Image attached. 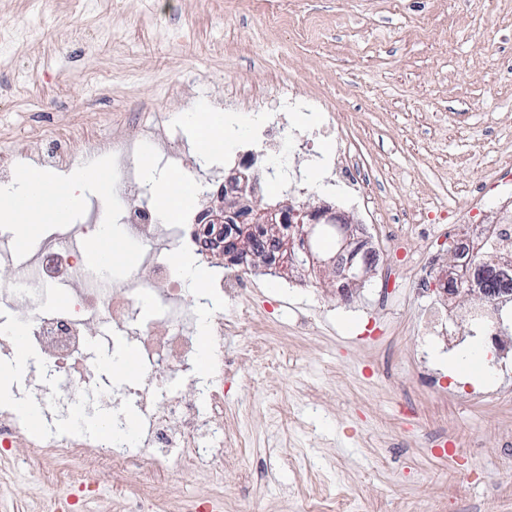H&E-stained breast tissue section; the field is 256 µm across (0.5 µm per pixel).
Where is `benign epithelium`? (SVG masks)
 <instances>
[{
	"instance_id": "7a95c632",
	"label": "benign epithelium",
	"mask_w": 512,
	"mask_h": 512,
	"mask_svg": "<svg viewBox=\"0 0 512 512\" xmlns=\"http://www.w3.org/2000/svg\"><path fill=\"white\" fill-rule=\"evenodd\" d=\"M255 175L236 172L224 180L217 193V203L204 212L199 223L207 225L208 240L221 247V253L248 256L253 262L284 266L294 260V248L307 258L313 254L308 246V233L316 224H342L344 220L330 208L295 205L288 202L275 207L258 209L251 205L247 195L254 193ZM230 224H257L260 235L238 234L228 230ZM296 224L302 228L301 239L286 238L276 225Z\"/></svg>"
}]
</instances>
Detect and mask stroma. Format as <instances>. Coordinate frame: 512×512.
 Returning <instances> with one entry per match:
<instances>
[{
  "label": "stroma",
  "instance_id": "stroma-1",
  "mask_svg": "<svg viewBox=\"0 0 512 512\" xmlns=\"http://www.w3.org/2000/svg\"><path fill=\"white\" fill-rule=\"evenodd\" d=\"M40 31L0 51V153L15 152V168L38 167L57 141L67 157L52 166L64 177L87 158H109L95 141L121 137L145 119L171 143L149 138L158 171L190 174L200 190L181 218L197 223L234 165L221 156L200 165L179 116L198 99L254 94L262 105L230 108L249 123L234 151L254 150L266 178L254 203L332 205L352 224H431L442 235L406 236L398 258L442 270L453 257L446 235L478 216L487 224L512 218L493 184L512 176V0H98L84 13L79 0H48L36 13L30 0H0V28ZM284 83L310 101L314 126L335 117L337 139L317 156L292 139L266 143L272 93ZM345 142L369 170L367 197L355 195L325 163ZM127 189L86 190L67 219L40 225L29 249L73 235L89 250L81 226L125 231L128 209L152 204L138 156ZM309 187L298 197V184ZM256 279L218 312L243 317L265 332L279 361L272 369L246 365L232 380L224 415L244 446L225 470L229 508L304 512L326 477L366 512H512V368L489 380L448 373V354L422 333L434 301L413 284L395 291L396 307L376 306L379 275L368 269L355 301L335 293L332 269L292 264L287 272L256 263ZM73 276L58 271L38 304L0 299V327L31 330ZM112 332L99 319L87 330L90 382L71 388L47 378L65 416L110 419L102 388L121 383L105 360ZM277 401L305 423L270 421ZM445 434L450 455L426 447ZM28 449L13 451L0 481V512H35L48 493ZM208 470L172 469L158 479L161 495L206 497Z\"/></svg>",
  "mask_w": 512,
  "mask_h": 512
}]
</instances>
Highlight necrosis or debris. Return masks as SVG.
<instances>
[{"mask_svg": "<svg viewBox=\"0 0 512 512\" xmlns=\"http://www.w3.org/2000/svg\"><path fill=\"white\" fill-rule=\"evenodd\" d=\"M53 270L50 256L37 253L18 266L14 282L1 288L0 296L24 301L47 286ZM152 290L161 298L159 313L142 322L137 336L146 375L144 388L135 392L143 413L137 447L97 432H85L78 426L64 431L53 425L34 430L21 414L0 410L1 464L11 461V449L23 447L41 468L47 483L72 487L85 483L86 478L70 468V461L101 457L112 466L115 486L125 485L132 467H141L147 474L146 480L129 489L120 512H199L198 504L158 496L153 479L176 466L190 471L205 463L219 474L234 466L239 444L236 434L224 423V379L239 373L244 357L212 355L210 383L203 399H162L172 374L188 366L197 351L194 319L184 305L169 262L156 260L153 278L145 282L134 277L112 286L85 281L71 308L39 319L32 340L52 374L66 377L71 385H80L89 374L81 358L88 319L99 315L123 324L136 315L141 295ZM159 323L167 326L166 335H156Z\"/></svg>", "mask_w": 512, "mask_h": 512, "instance_id": "necrosis-or-debris-1", "label": "necrosis or debris"}]
</instances>
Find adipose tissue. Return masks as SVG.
<instances>
[{
    "instance_id": "adipose-tissue-1",
    "label": "adipose tissue",
    "mask_w": 512,
    "mask_h": 512,
    "mask_svg": "<svg viewBox=\"0 0 512 512\" xmlns=\"http://www.w3.org/2000/svg\"><path fill=\"white\" fill-rule=\"evenodd\" d=\"M182 120L190 128L204 163L214 161L233 146L244 128L243 123L212 111L204 102L198 103L195 111L183 114ZM140 166L159 219L165 224L178 222L196 197L197 184L184 174L156 173L147 151L141 156ZM101 169L99 160L87 159L75 178L62 183L37 168L19 171L12 182L0 185V223L14 225L18 241L29 240L39 225L62 222L87 187L109 191L112 184L101 176Z\"/></svg>"
}]
</instances>
